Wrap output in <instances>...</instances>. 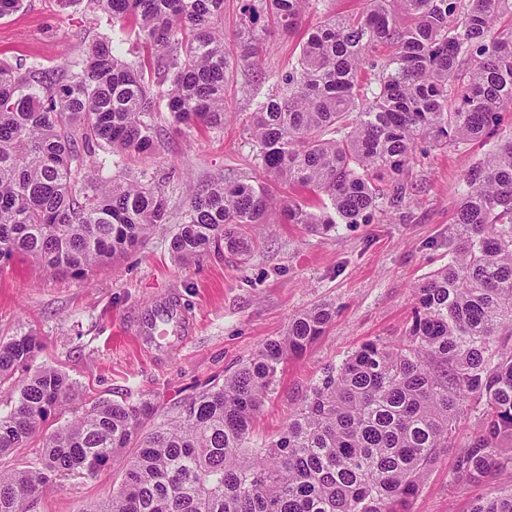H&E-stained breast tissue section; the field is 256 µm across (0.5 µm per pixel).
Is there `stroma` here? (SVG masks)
I'll return each mask as SVG.
<instances>
[{
  "mask_svg": "<svg viewBox=\"0 0 512 512\" xmlns=\"http://www.w3.org/2000/svg\"><path fill=\"white\" fill-rule=\"evenodd\" d=\"M363 6L364 0H314L299 31L270 39L255 57L235 64L226 88L233 116L223 127L179 129L162 109L146 117L159 132L150 155L135 160L107 154L105 175L161 186L168 198L169 224L141 246L87 280L53 276L21 260L0 262V343L29 334L42 341L33 361L0 387L1 412L9 410L21 385L37 370L54 368L72 381L78 405L148 402L162 420L284 336L292 315L331 304L334 316L323 335L284 361L254 419L252 445L260 448L278 439L312 386L360 345L404 342L416 286L448 262L456 204L467 191L464 174L484 148L512 136V108L485 146L419 145L411 175L417 190L402 213L370 224H340L322 236L305 225L286 223L282 212L273 209L264 223L249 227L252 248L246 255L212 252L184 262L169 247L190 205L188 185L220 181L228 173L260 175L249 117L276 92L305 34L328 15ZM103 37L119 41L125 60H136L134 38H122L79 0L69 6L59 0H24L22 10L0 19V60L23 59L59 72ZM171 293L196 317L198 329L187 346L155 358L127 335L126 324ZM481 423L480 412L465 409L456 422L453 450L440 456L409 512H472L477 503L512 492V475L506 473L468 484L455 480L456 451L472 441ZM137 448L130 443L96 474L61 477L40 497L35 512H83L91 502L110 498L122 482L124 462Z\"/></svg>",
  "mask_w": 512,
  "mask_h": 512,
  "instance_id": "1",
  "label": "stroma"
}]
</instances>
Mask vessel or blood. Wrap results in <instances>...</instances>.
<instances>
[{"mask_svg": "<svg viewBox=\"0 0 512 512\" xmlns=\"http://www.w3.org/2000/svg\"><path fill=\"white\" fill-rule=\"evenodd\" d=\"M194 330L193 320L173 296L157 300L150 310L134 319L130 327L138 343H151L158 350L175 343L187 344Z\"/></svg>", "mask_w": 512, "mask_h": 512, "instance_id": "b4317fda", "label": "vessel or blood"}]
</instances>
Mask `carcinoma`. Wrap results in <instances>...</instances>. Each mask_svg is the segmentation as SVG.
Returning a JSON list of instances; mask_svg holds the SVG:
<instances>
[{"mask_svg":"<svg viewBox=\"0 0 512 512\" xmlns=\"http://www.w3.org/2000/svg\"><path fill=\"white\" fill-rule=\"evenodd\" d=\"M239 59L273 35L294 34L312 0H239ZM309 32L279 91L249 125L262 172L309 205L276 196L261 179L227 174L191 191L170 239L179 260L225 247L244 254L245 230L281 206L290 224L321 235L370 224L409 203L418 144L480 142L512 107V0H366ZM127 31L142 54L129 63L113 41L92 42L64 75L0 61V260L20 257L55 276L83 278L169 223L159 186L101 175L99 151L145 155L156 130L144 120L163 102L177 125L231 117L232 72L224 0H86ZM374 71L372 100L358 78ZM448 264L415 288L401 345L370 341L314 385L280 438L249 447L256 413L279 366L321 336L327 305L293 316L221 385L142 436L112 499L83 512H406L439 456L452 447L463 404L482 426L456 458L457 481L512 465V138L465 176ZM41 349L35 336L0 343V383ZM74 401L69 378L37 371L0 414V457L22 447ZM155 414L148 402L102 401L74 412L45 439L39 466L0 470V512H33L69 474L112 462ZM474 512H512V494Z\"/></svg>","mask_w":512,"mask_h":512,"instance_id":"1","label":"carcinoma"}]
</instances>
